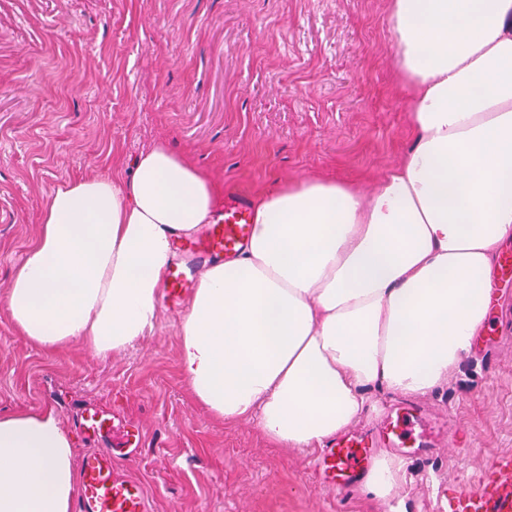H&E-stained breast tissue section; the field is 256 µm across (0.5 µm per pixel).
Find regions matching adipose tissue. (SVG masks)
Wrapping results in <instances>:
<instances>
[{
    "label": "adipose tissue",
    "instance_id": "ef3b65f1",
    "mask_svg": "<svg viewBox=\"0 0 512 512\" xmlns=\"http://www.w3.org/2000/svg\"><path fill=\"white\" fill-rule=\"evenodd\" d=\"M387 19L409 149L368 190L307 178L258 196L248 242L201 274L179 329L194 400L284 450L447 384L512 238V0H390ZM221 203L164 142L129 176L57 189L6 297L16 333L48 353L135 347L157 322L174 241ZM76 453L52 409L0 413V512H71ZM403 477L383 456L362 489L379 508Z\"/></svg>",
    "mask_w": 512,
    "mask_h": 512
}]
</instances>
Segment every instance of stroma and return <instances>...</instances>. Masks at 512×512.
I'll list each match as a JSON object with an SVG mask.
<instances>
[{
    "mask_svg": "<svg viewBox=\"0 0 512 512\" xmlns=\"http://www.w3.org/2000/svg\"><path fill=\"white\" fill-rule=\"evenodd\" d=\"M389 0H0V413L53 407L79 453L140 445L125 475L153 512H372L329 490L316 452L269 445L252 423L213 419L179 373L180 313L106 359L82 344L52 355L6 311L15 268L58 188L127 174L164 141L228 191L256 195L310 176L370 187L409 144L392 65ZM453 380L387 400L359 423L389 453L399 408L444 424L406 461L394 512H448L459 482L512 455V277Z\"/></svg>",
    "mask_w": 512,
    "mask_h": 512,
    "instance_id": "1",
    "label": "stroma"
}]
</instances>
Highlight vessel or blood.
I'll return each mask as SVG.
<instances>
[{
	"mask_svg": "<svg viewBox=\"0 0 512 512\" xmlns=\"http://www.w3.org/2000/svg\"><path fill=\"white\" fill-rule=\"evenodd\" d=\"M251 231L247 198L233 195L225 201L205 236L191 244L188 253L200 259L230 256L240 250ZM192 286L182 264L169 269L166 293L171 304H178ZM372 445V439L362 434H346L326 445L318 467L326 473L328 487L359 482L372 465ZM126 458V451L120 448L98 449L82 458L75 512H148L143 485L120 472V464ZM487 467V481L457 490L450 512H512V456L491 459Z\"/></svg>",
	"mask_w": 512,
	"mask_h": 512,
	"instance_id": "vessel-or-blood-1",
	"label": "vessel or blood"
}]
</instances>
